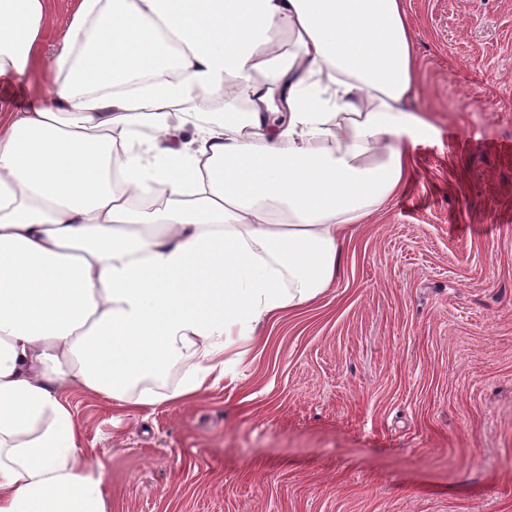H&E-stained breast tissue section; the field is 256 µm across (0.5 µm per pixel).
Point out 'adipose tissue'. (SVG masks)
Returning <instances> with one entry per match:
<instances>
[{
  "instance_id": "ef3b65f1",
  "label": "adipose tissue",
  "mask_w": 512,
  "mask_h": 512,
  "mask_svg": "<svg viewBox=\"0 0 512 512\" xmlns=\"http://www.w3.org/2000/svg\"><path fill=\"white\" fill-rule=\"evenodd\" d=\"M52 24L0 0V79L49 75L32 111L0 101V512H108L61 388L126 411L234 376L431 123L404 0H78L47 59ZM231 79L249 111L200 100Z\"/></svg>"
}]
</instances>
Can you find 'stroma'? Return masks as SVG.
Here are the masks:
<instances>
[{
	"instance_id": "obj_1",
	"label": "stroma",
	"mask_w": 512,
	"mask_h": 512,
	"mask_svg": "<svg viewBox=\"0 0 512 512\" xmlns=\"http://www.w3.org/2000/svg\"><path fill=\"white\" fill-rule=\"evenodd\" d=\"M405 4L433 128L335 285L190 401L67 392L109 512H512V0Z\"/></svg>"
}]
</instances>
